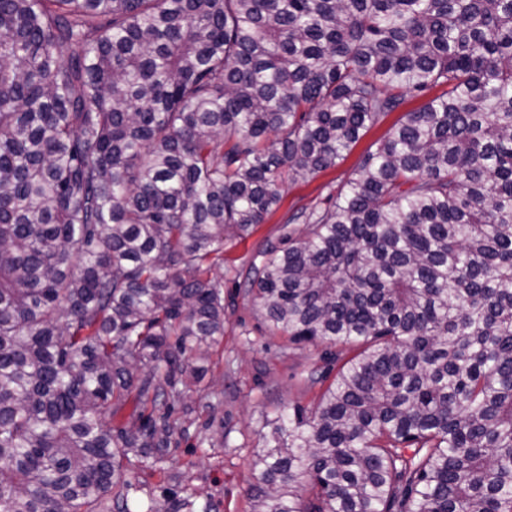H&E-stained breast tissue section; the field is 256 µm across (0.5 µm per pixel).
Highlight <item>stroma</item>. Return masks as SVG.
<instances>
[{
  "label": "stroma",
  "mask_w": 512,
  "mask_h": 512,
  "mask_svg": "<svg viewBox=\"0 0 512 512\" xmlns=\"http://www.w3.org/2000/svg\"><path fill=\"white\" fill-rule=\"evenodd\" d=\"M426 96L381 117L344 160L307 180H290L279 207L263 224L224 243V336L211 350L205 379L180 402L181 433L159 464L131 456L126 464L132 501L154 500L165 512H250L260 486L252 459L263 444L267 418L301 405L314 407L326 382H311L353 349L295 343L270 334L247 294L245 272L262 245L278 241L292 212L325 207L353 177L362 156Z\"/></svg>",
  "instance_id": "stroma-1"
}]
</instances>
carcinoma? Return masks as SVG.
Wrapping results in <instances>:
<instances>
[{
  "label": "carcinoma",
  "mask_w": 512,
  "mask_h": 512,
  "mask_svg": "<svg viewBox=\"0 0 512 512\" xmlns=\"http://www.w3.org/2000/svg\"><path fill=\"white\" fill-rule=\"evenodd\" d=\"M435 87L247 272L360 347L267 421L251 512H512V0H0V512H131L224 237Z\"/></svg>",
  "instance_id": "cac0c4a2"
}]
</instances>
